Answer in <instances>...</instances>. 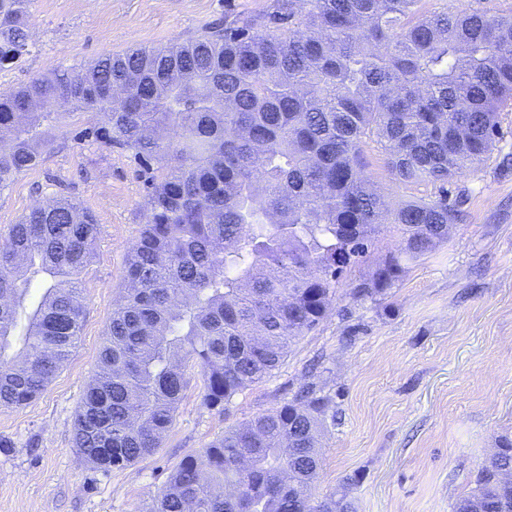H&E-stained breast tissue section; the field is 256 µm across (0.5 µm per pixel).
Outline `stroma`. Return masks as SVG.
Here are the masks:
<instances>
[{
	"mask_svg": "<svg viewBox=\"0 0 512 512\" xmlns=\"http://www.w3.org/2000/svg\"><path fill=\"white\" fill-rule=\"evenodd\" d=\"M269 2L31 0L33 46L0 69V94L56 66L196 38L225 12L258 13ZM89 120L71 116L50 157L0 192V236L62 190L99 224L79 279L84 318L68 362L31 404L0 407V512H146L186 455L309 385L335 411L321 439L320 493L345 492L353 512H452L499 438H512V113L487 163L454 180L464 218L446 244L382 298L353 299L356 275L345 274L328 316L225 410L202 405L191 372L158 453L109 472L78 452L74 419L145 222L144 191L127 154L73 139ZM366 155L390 201L430 194V186L394 181L375 145Z\"/></svg>",
	"mask_w": 512,
	"mask_h": 512,
	"instance_id": "35a3bbf8",
	"label": "stroma"
}]
</instances>
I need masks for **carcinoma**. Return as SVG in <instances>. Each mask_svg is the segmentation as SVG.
I'll use <instances>...</instances> for the list:
<instances>
[{
	"label": "carcinoma",
	"instance_id": "carcinoma-1",
	"mask_svg": "<svg viewBox=\"0 0 512 512\" xmlns=\"http://www.w3.org/2000/svg\"><path fill=\"white\" fill-rule=\"evenodd\" d=\"M29 6L0 0V68L30 52ZM75 112L102 117L81 138L130 154L145 191L125 294L74 420L75 447L109 471L158 452L190 370L218 411L277 370L384 225L400 245L357 280V300L387 295L448 241L461 214L448 184L490 158L512 112V10L272 0L183 43L53 68L0 94V191L43 162ZM369 143L392 179L433 193L389 202ZM98 233L60 194L0 241L1 407L39 398L75 348L78 275ZM35 280L45 291L17 336ZM330 403L309 386L224 431L180 461L147 512H349L345 496L315 494ZM510 471L506 437L455 512H512Z\"/></svg>",
	"mask_w": 512,
	"mask_h": 512
}]
</instances>
